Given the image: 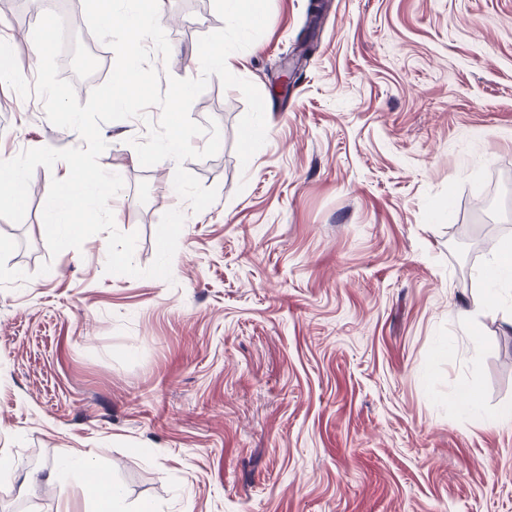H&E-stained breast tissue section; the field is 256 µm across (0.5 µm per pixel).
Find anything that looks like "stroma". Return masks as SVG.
Returning a JSON list of instances; mask_svg holds the SVG:
<instances>
[{
	"instance_id": "35a3bbf8",
	"label": "stroma",
	"mask_w": 512,
	"mask_h": 512,
	"mask_svg": "<svg viewBox=\"0 0 512 512\" xmlns=\"http://www.w3.org/2000/svg\"><path fill=\"white\" fill-rule=\"evenodd\" d=\"M63 54L100 46L65 0ZM310 0H271L232 53L265 103L264 146L241 164L239 90L211 76L191 118L217 154L185 161L217 191L192 212L174 161L145 167L146 118L103 124L122 176L115 225L149 267L162 215L185 223L172 278L106 273L107 236L51 255L42 212L65 162L37 167L24 219L0 218V512H57L46 474L78 452L130 506L156 512H512V285L484 289L512 244V0H327L290 93L271 88ZM160 85L199 77L213 0H164ZM36 0H0V160L80 148L50 123L29 67ZM475 394L476 407L458 402ZM511 245H499L493 248L491 258L486 269V276L490 280H495L501 269L505 267H511Z\"/></svg>"
}]
</instances>
